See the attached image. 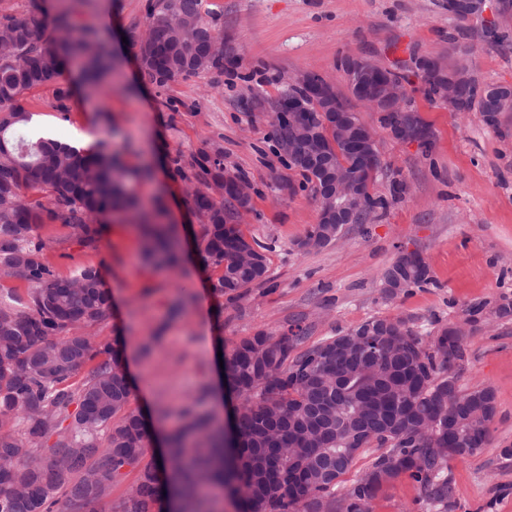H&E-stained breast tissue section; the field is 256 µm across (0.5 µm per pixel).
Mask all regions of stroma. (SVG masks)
<instances>
[{"label": "stroma", "instance_id": "35a3bbf8", "mask_svg": "<svg viewBox=\"0 0 512 512\" xmlns=\"http://www.w3.org/2000/svg\"><path fill=\"white\" fill-rule=\"evenodd\" d=\"M148 3L47 0L48 12L74 9L107 41L116 63L112 92L104 100L88 95L72 68L63 81L66 98L45 88L28 95L42 132L92 134L131 167L150 154L153 175L133 189L145 202L162 201L165 220L178 229L182 266L176 270L144 267L133 227L118 213L91 246L65 224L35 230L58 273L100 270L111 308L97 334L122 340L137 367L140 391L131 395L129 410L174 431L184 398L201 385L216 387L220 355L293 319H304L313 343L373 316L409 319L423 335L464 322L470 304L512 299V115L494 128L480 113L454 112L415 92L417 115L430 133L426 150L393 140L379 113L360 108L383 161L370 191L389 205L370 223L347 225L335 243L305 251L297 242L318 223L319 209L310 189L276 187L277 178L293 173L273 139L270 110L285 87L283 74L314 72L344 92L339 63L345 57L388 67L414 53L447 58L457 41L477 45L473 66L481 81L512 83V40L486 43L480 24L463 26L449 14L448 0H204L219 17L224 71L161 87L140 71L129 41L146 27ZM217 150L225 170L252 187L241 230L271 246L270 283L236 300L215 291L218 268L196 267L202 226L174 172L177 159ZM403 247L421 252L433 282L384 298L379 276ZM464 345L461 385L491 387L497 414L490 443L468 460L449 462L448 512H512V456L502 454L512 449V319L482 325ZM374 512L434 510L404 478L376 500Z\"/></svg>", "mask_w": 512, "mask_h": 512}]
</instances>
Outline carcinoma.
<instances>
[{
  "mask_svg": "<svg viewBox=\"0 0 512 512\" xmlns=\"http://www.w3.org/2000/svg\"><path fill=\"white\" fill-rule=\"evenodd\" d=\"M216 24L215 16L205 20L203 0H153L150 41L137 42L145 74L163 86L224 69V55L203 54L208 43L224 42ZM52 26L59 37H46L44 17L0 14V276L27 284L23 292L0 290V512H159L155 468L144 462L147 430L138 414L127 410L131 389L119 349L90 333L110 309L100 273L93 267L57 273L32 231L59 222L91 245L103 220L124 211L137 224L144 262L176 265L180 242L133 192L132 183L150 177V170L126 166L106 144L84 155L58 139L20 135L33 116L27 93L50 88L64 98L61 80L72 61H80L89 92L108 96L111 54L99 32L79 27L69 9L57 11ZM453 47L458 52L448 67L474 71L476 48ZM380 71L406 95L404 108L381 117L383 128L411 125L416 141L427 145V129L413 116L412 82L390 68ZM417 75L424 94L440 98L434 75L420 69ZM507 86L512 83L472 77L457 80L455 93L465 108L496 127L512 112V93H497ZM290 95L288 88L271 104L277 145L295 141L304 154L286 162L288 169L306 184L328 172L354 170L358 159L350 140L364 124L348 99L333 96L349 122L338 138L324 112L312 113L310 124L294 131L279 111ZM177 173L199 185L221 182V152L201 151ZM229 179L221 202L196 188L190 204L203 226L198 252L221 270L213 288L233 299L268 282L271 246L240 231L235 187L245 178ZM24 189L48 194L50 203L24 202ZM343 201L361 206L369 217L388 206L367 190L360 199L350 194ZM342 232L341 224H315L298 246L325 247ZM379 280L390 299L429 285L431 276L422 259L398 256ZM486 309L496 320L512 318V300L505 299L489 309L468 307L465 324L477 329L486 321ZM382 329L390 333V343L377 359L342 342L352 333ZM307 339L308 328L296 320L278 337L260 330L241 339L225 360L243 399L237 463L230 467L224 424L197 411L207 387L183 400L182 423L168 443L178 464L171 492L176 512H224L222 492L236 512H372L374 502L403 475L436 512H448V460L465 461L488 445L496 409L490 387L467 391L459 385L463 328L442 325L423 338L405 318L373 316L301 348ZM353 446L380 453L344 488L343 476L358 458L349 452ZM132 471L133 484L112 501V486Z\"/></svg>",
  "mask_w": 512,
  "mask_h": 512,
  "instance_id": "1",
  "label": "carcinoma"
}]
</instances>
